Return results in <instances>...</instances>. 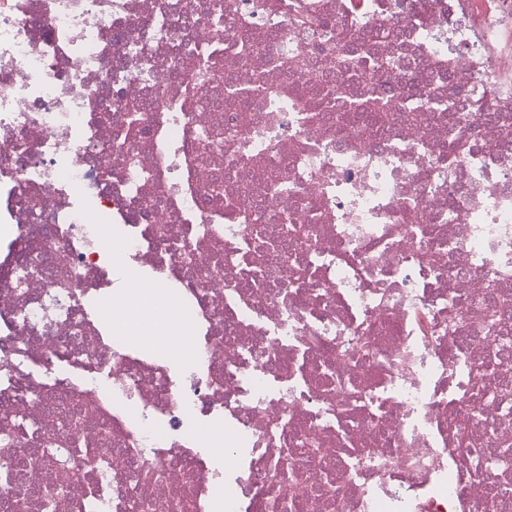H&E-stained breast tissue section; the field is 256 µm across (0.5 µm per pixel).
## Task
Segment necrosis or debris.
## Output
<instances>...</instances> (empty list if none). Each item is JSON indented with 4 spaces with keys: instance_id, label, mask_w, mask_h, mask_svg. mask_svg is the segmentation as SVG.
Returning a JSON list of instances; mask_svg holds the SVG:
<instances>
[{
    "instance_id": "4bbe7bcc",
    "label": "necrosis or debris",
    "mask_w": 512,
    "mask_h": 512,
    "mask_svg": "<svg viewBox=\"0 0 512 512\" xmlns=\"http://www.w3.org/2000/svg\"><path fill=\"white\" fill-rule=\"evenodd\" d=\"M0 224V512H512V0H0Z\"/></svg>"
}]
</instances>
